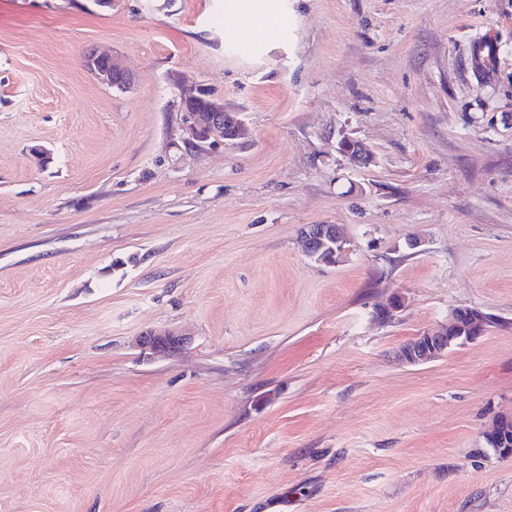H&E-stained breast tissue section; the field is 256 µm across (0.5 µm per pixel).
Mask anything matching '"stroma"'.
I'll return each instance as SVG.
<instances>
[{
	"mask_svg": "<svg viewBox=\"0 0 512 512\" xmlns=\"http://www.w3.org/2000/svg\"><path fill=\"white\" fill-rule=\"evenodd\" d=\"M173 75L248 137L176 148ZM458 307L495 322L398 361ZM503 415L512 0H0V512H512ZM83 62L85 68L103 84L117 86L123 91L129 90L133 85V76L122 60L114 54L91 49L85 54ZM338 152L352 165H366L372 160L370 150L361 142L350 136L342 135L338 141ZM301 235L304 252L310 259L324 251H331L336 257L344 251V240L335 224H308ZM314 260L317 262L318 257ZM185 336V334L171 331H149L141 337L140 342L142 346L156 353L174 355L179 353L187 343V337ZM486 444L495 448L501 457L511 458L512 456V416L500 417L492 430L486 435Z\"/></svg>",
	"mask_w": 512,
	"mask_h": 512,
	"instance_id": "35a3bbf8",
	"label": "stroma"
}]
</instances>
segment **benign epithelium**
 Instances as JSON below:
<instances>
[{
    "mask_svg": "<svg viewBox=\"0 0 512 512\" xmlns=\"http://www.w3.org/2000/svg\"><path fill=\"white\" fill-rule=\"evenodd\" d=\"M85 68L101 83L117 86L127 91L133 85V76L122 60L111 53L98 49L89 50L84 56ZM178 90L174 107L179 112L180 142L188 151H204L220 146L228 147L246 138L248 128L240 113L229 110L224 99L203 87L186 92L181 90L178 77H173ZM338 152L353 165H366L372 160L370 150L361 142L341 136ZM306 255L313 259L317 254L331 251L339 256L344 251V240L335 224H309L301 231ZM467 318L468 327L461 328V318ZM492 317L481 312L465 316L456 309L448 324L434 331H427L412 340L399 351L398 357L406 365H422L442 357L455 344L478 338L489 327ZM142 346L166 355L179 353L187 343V337L176 332L149 331L141 337ZM486 444L496 449L501 457L512 456V416L500 417L486 435Z\"/></svg>",
    "mask_w": 512,
    "mask_h": 512,
    "instance_id": "benign-epithelium-1",
    "label": "benign epithelium"
}]
</instances>
